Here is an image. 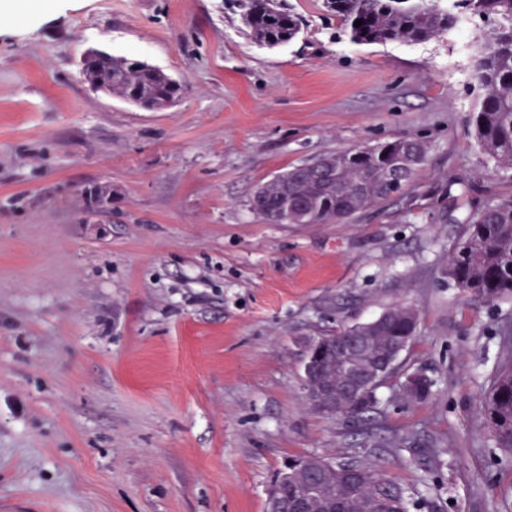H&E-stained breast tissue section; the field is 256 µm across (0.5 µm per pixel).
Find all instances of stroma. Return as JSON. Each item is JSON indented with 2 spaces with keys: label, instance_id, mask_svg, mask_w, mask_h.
<instances>
[{
  "label": "stroma",
  "instance_id": "1",
  "mask_svg": "<svg viewBox=\"0 0 512 512\" xmlns=\"http://www.w3.org/2000/svg\"><path fill=\"white\" fill-rule=\"evenodd\" d=\"M28 0L0 16V512H266L291 457L356 460L409 494L408 512H512V451L480 398L512 299L440 276L461 219L512 195L473 146L485 22L441 0L456 30L352 42L322 0L307 27L256 43L231 0ZM185 85L147 110L92 90L89 50ZM406 135L426 163L412 209L340 224H270L250 207L273 177ZM464 181V196L447 193ZM405 304L419 316L401 373L377 392L386 448L313 410L303 347Z\"/></svg>",
  "mask_w": 512,
  "mask_h": 512
}]
</instances>
